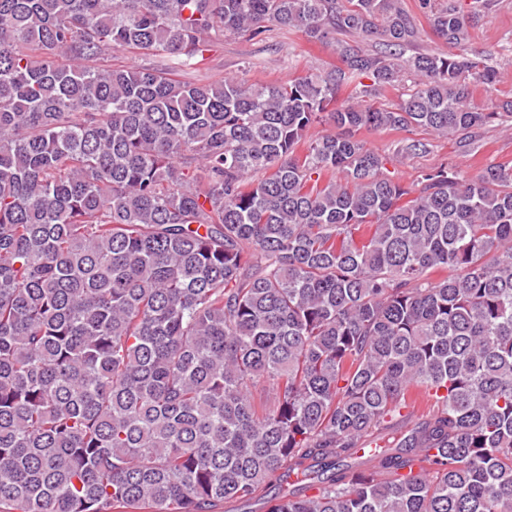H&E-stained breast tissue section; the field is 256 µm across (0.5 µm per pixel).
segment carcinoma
<instances>
[{
  "mask_svg": "<svg viewBox=\"0 0 512 512\" xmlns=\"http://www.w3.org/2000/svg\"><path fill=\"white\" fill-rule=\"evenodd\" d=\"M492 2L419 0L449 52L404 60L401 0H0V512H512V164L407 200L357 137L512 119ZM271 26L340 66L178 79ZM503 2L481 15L478 23L471 29L469 49L477 55H492V62L499 70V82L487 88L476 85L471 104L493 111L498 100L512 96V0ZM160 56H152V55H134L129 53L127 50L116 49L111 52L107 59L103 62V64L111 65L112 68L119 66H127L132 64L143 65L148 63H154L161 61Z\"/></svg>",
  "mask_w": 512,
  "mask_h": 512,
  "instance_id": "obj_1",
  "label": "carcinoma"
}]
</instances>
